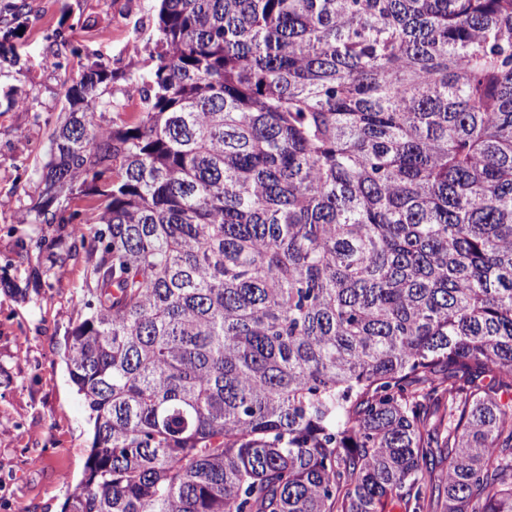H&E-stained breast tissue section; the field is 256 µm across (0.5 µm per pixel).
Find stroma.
Here are the masks:
<instances>
[{
  "label": "stroma",
  "mask_w": 512,
  "mask_h": 512,
  "mask_svg": "<svg viewBox=\"0 0 512 512\" xmlns=\"http://www.w3.org/2000/svg\"><path fill=\"white\" fill-rule=\"evenodd\" d=\"M22 35L5 45L17 65L0 67V97L16 91L23 110L0 112V512H61L82 478L91 435L84 402L69 380L59 345L86 312L84 265L72 260L49 273L50 287L32 299L14 294L45 255L8 266L23 228L17 222L36 201L37 172L57 117L66 106L63 82L74 76L80 47L108 60L109 86L124 111L141 109L129 89L148 73L129 46L152 45L155 0H28Z\"/></svg>",
  "instance_id": "stroma-1"
}]
</instances>
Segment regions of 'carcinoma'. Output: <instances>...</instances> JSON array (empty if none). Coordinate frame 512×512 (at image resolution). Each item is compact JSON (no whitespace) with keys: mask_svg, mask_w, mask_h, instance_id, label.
<instances>
[{"mask_svg":"<svg viewBox=\"0 0 512 512\" xmlns=\"http://www.w3.org/2000/svg\"><path fill=\"white\" fill-rule=\"evenodd\" d=\"M26 4L0 5L8 41ZM131 122L64 81L62 512H512V0H160Z\"/></svg>","mask_w":512,"mask_h":512,"instance_id":"cac0c4a2","label":"carcinoma"}]
</instances>
